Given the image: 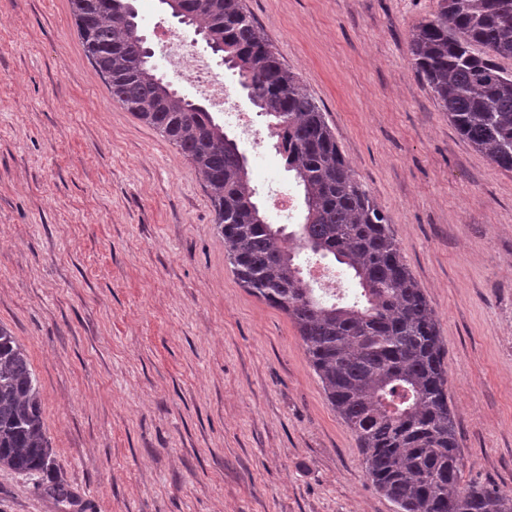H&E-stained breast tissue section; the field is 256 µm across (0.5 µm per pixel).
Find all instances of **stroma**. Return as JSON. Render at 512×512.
<instances>
[{
    "instance_id": "stroma-1",
    "label": "stroma",
    "mask_w": 512,
    "mask_h": 512,
    "mask_svg": "<svg viewBox=\"0 0 512 512\" xmlns=\"http://www.w3.org/2000/svg\"><path fill=\"white\" fill-rule=\"evenodd\" d=\"M324 112L436 312L463 483L512 494V171L477 152L417 74L437 0H244ZM154 63L225 131L250 111ZM259 201L296 186L262 116ZM0 326L42 392L59 501L0 468V512H395L368 479L288 316L243 288L194 165L113 101L69 0H0Z\"/></svg>"
}]
</instances>
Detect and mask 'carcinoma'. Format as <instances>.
<instances>
[{
	"mask_svg": "<svg viewBox=\"0 0 512 512\" xmlns=\"http://www.w3.org/2000/svg\"><path fill=\"white\" fill-rule=\"evenodd\" d=\"M189 25L234 70L303 194L298 229L274 227L237 141L149 62L124 21L128 0H70L85 54L112 99L178 148L200 175L244 288L283 311L331 406L356 437L368 478L396 512H512V496L461 485L463 463L434 309L405 264L388 218L356 179L324 113L280 60L244 0H177ZM412 65L448 121L512 170V0H437L409 38ZM331 258L359 286L351 303L301 288L300 254ZM29 360L0 327V467L56 466Z\"/></svg>",
	"mask_w": 512,
	"mask_h": 512,
	"instance_id": "obj_1",
	"label": "carcinoma"
}]
</instances>
